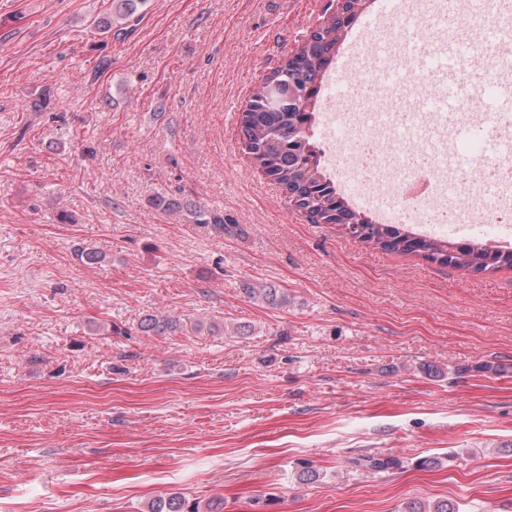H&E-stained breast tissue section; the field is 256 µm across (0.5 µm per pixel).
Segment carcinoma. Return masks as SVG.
<instances>
[{"label":"carcinoma","instance_id":"carcinoma-1","mask_svg":"<svg viewBox=\"0 0 512 512\" xmlns=\"http://www.w3.org/2000/svg\"><path fill=\"white\" fill-rule=\"evenodd\" d=\"M117 22L125 24L136 10L135 0H117ZM344 23L334 18L314 31L308 43L298 50L293 65L283 61L253 92L249 108L241 115L243 145L254 165L276 182L294 206L310 215L314 224H334L351 237L373 249L414 254L429 263L470 272L512 269V248H490L476 239L457 241L417 232L410 224H382L358 210L336 185L322 162L315 139L321 112L323 75L336 58V49L347 36ZM275 81L283 91L304 92L292 103L276 106L265 103L266 84ZM254 299L282 304L288 296L279 288L246 286ZM176 327L173 321L148 315L141 322L145 331L165 332ZM149 512H184V501L177 495L160 498ZM405 512H459L458 505L446 500L424 505L411 503Z\"/></svg>","mask_w":512,"mask_h":512}]
</instances>
